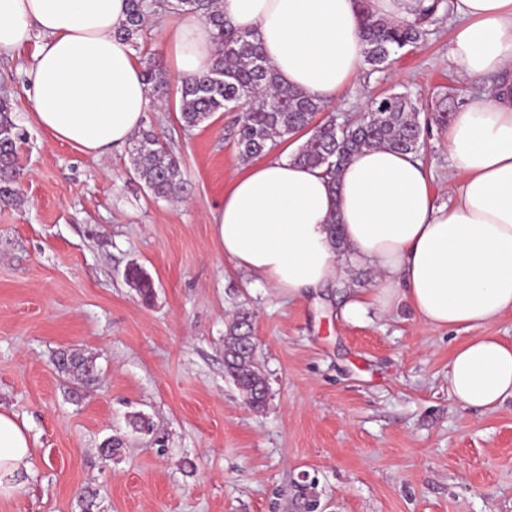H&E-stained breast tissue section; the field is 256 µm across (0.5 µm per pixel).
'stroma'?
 <instances>
[{
	"instance_id": "1",
	"label": "stroma",
	"mask_w": 512,
	"mask_h": 512,
	"mask_svg": "<svg viewBox=\"0 0 512 512\" xmlns=\"http://www.w3.org/2000/svg\"><path fill=\"white\" fill-rule=\"evenodd\" d=\"M176 12L154 8L134 51L169 78L152 125L189 180L154 199L127 146L97 159L55 140L22 90L35 46L0 53V97L24 139L18 203L0 204V408L25 422L34 457L0 512H512V400L491 411L448 395V361L471 333L435 331L408 306L346 318L374 272L344 276L299 299L282 297L224 257L212 215L245 168L231 112L187 131L179 79L160 47ZM454 20L376 78H357L332 104L356 116L391 91L472 99L450 61ZM419 158L447 201L448 142L430 126ZM152 277L144 302L124 279L131 263ZM254 312L269 383L250 407L224 370L225 321ZM92 356L93 388L73 396L55 352ZM150 418L135 432L132 416ZM123 441L106 460L107 439Z\"/></svg>"
}]
</instances>
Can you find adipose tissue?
<instances>
[{"instance_id": "1", "label": "adipose tissue", "mask_w": 512, "mask_h": 512, "mask_svg": "<svg viewBox=\"0 0 512 512\" xmlns=\"http://www.w3.org/2000/svg\"><path fill=\"white\" fill-rule=\"evenodd\" d=\"M224 16L261 43L282 85L334 103L363 67L357 0H220ZM128 0H0V51L36 44L25 90L37 123L79 152L124 145L151 105L129 44L116 36ZM450 59L466 79L501 75L493 99L460 106L448 128L451 168L462 173L438 202L419 160L385 146L355 155L337 181L274 156L233 179L214 234L237 269L295 298L337 282L343 263L328 224L339 219L353 260L377 286L344 306L387 314L408 304L430 329L471 338L448 362V394L466 408L512 400V345L482 329L512 307V0H454ZM162 49L179 76L208 71L211 26L184 14ZM25 425L0 410V496L31 467Z\"/></svg>"}]
</instances>
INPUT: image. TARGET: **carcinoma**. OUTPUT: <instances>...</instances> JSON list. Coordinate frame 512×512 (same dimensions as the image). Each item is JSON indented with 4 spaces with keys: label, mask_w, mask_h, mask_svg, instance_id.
<instances>
[{
    "label": "carcinoma",
    "mask_w": 512,
    "mask_h": 512,
    "mask_svg": "<svg viewBox=\"0 0 512 512\" xmlns=\"http://www.w3.org/2000/svg\"><path fill=\"white\" fill-rule=\"evenodd\" d=\"M358 2L368 78L391 66L399 51L427 40L432 34L431 26L451 12L448 0H419L415 17L401 21L372 14L368 0ZM175 8L196 13L209 22L217 45V58L208 72L180 80V121L192 129L217 112L239 113L234 142L238 157L244 162L262 157L278 143L304 133L308 138L292 160L320 169L334 180L342 167L367 147L384 145L418 156L424 146L420 112H430V119L446 129L457 107V89L453 87L426 107L417 105L409 92H390L374 98L363 115L341 119L313 98L281 87L254 35L237 31L224 19L219 0H175ZM149 10L148 0H131L128 19L118 30V35L134 47ZM142 75L154 96L165 94L166 76L156 65L147 62ZM12 112L11 100L1 97L0 202L7 205L20 200L21 170L16 159L22 134ZM129 153L134 173L153 197L167 199L186 191L187 181L179 162L152 129L142 128L132 136ZM125 279L135 286L143 301L153 298L154 281L141 266H129ZM251 335V314L241 309L225 324L224 368L248 404L259 409L265 405L268 386L257 359L256 342L244 348V337ZM67 358L69 363L61 372L83 387L93 384V357L71 350Z\"/></svg>",
    "instance_id": "carcinoma-1"
}]
</instances>
